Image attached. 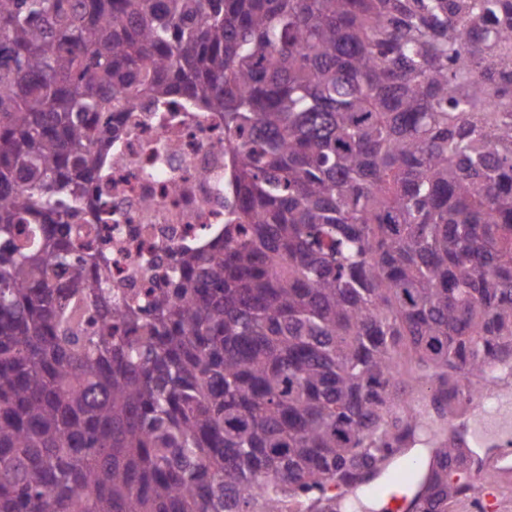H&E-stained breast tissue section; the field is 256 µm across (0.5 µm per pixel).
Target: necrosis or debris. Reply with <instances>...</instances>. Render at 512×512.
I'll return each instance as SVG.
<instances>
[{
	"mask_svg": "<svg viewBox=\"0 0 512 512\" xmlns=\"http://www.w3.org/2000/svg\"><path fill=\"white\" fill-rule=\"evenodd\" d=\"M221 114L184 97L139 98L123 115V133L106 160L112 192V277L125 279L139 248H180L221 233L237 208L224 166Z\"/></svg>",
	"mask_w": 512,
	"mask_h": 512,
	"instance_id": "1",
	"label": "necrosis or debris"
}]
</instances>
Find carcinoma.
I'll return each mask as SVG.
<instances>
[{"instance_id":"1","label":"carcinoma","mask_w":512,"mask_h":512,"mask_svg":"<svg viewBox=\"0 0 512 512\" xmlns=\"http://www.w3.org/2000/svg\"><path fill=\"white\" fill-rule=\"evenodd\" d=\"M175 95L238 220L126 297L93 185ZM509 370L512 0H0V512H337L406 392L445 418ZM429 444L407 512L475 490Z\"/></svg>"}]
</instances>
